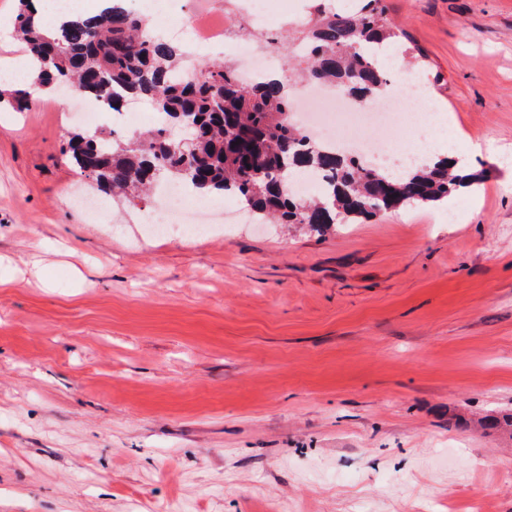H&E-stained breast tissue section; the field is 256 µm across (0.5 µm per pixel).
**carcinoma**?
Segmentation results:
<instances>
[{
    "instance_id": "1",
    "label": "carcinoma",
    "mask_w": 512,
    "mask_h": 512,
    "mask_svg": "<svg viewBox=\"0 0 512 512\" xmlns=\"http://www.w3.org/2000/svg\"><path fill=\"white\" fill-rule=\"evenodd\" d=\"M16 28L37 80L8 89L0 102L18 111L40 94L63 86L119 112L143 99L163 114L167 127L116 139L101 132L70 133L65 153L71 167L106 195L138 198L162 180L197 195H232L264 221L304 224L322 232L332 224L369 221L380 213L432 205L454 192H470L487 177L450 164L446 157L395 175L364 158L315 144L290 121L289 92L281 81H240L231 63L214 62L181 76V44L148 32L146 19L123 0L76 14L57 31L41 22L34 0H18ZM310 27L297 32L303 66L296 82L335 84L354 100L383 93L388 76L370 46L404 37L387 15L384 0H363L343 13L312 0ZM195 124L184 143L173 129ZM307 172L325 188L313 199L287 193L282 180Z\"/></svg>"
}]
</instances>
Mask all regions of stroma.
<instances>
[{
    "instance_id": "35a3bbf8",
    "label": "stroma",
    "mask_w": 512,
    "mask_h": 512,
    "mask_svg": "<svg viewBox=\"0 0 512 512\" xmlns=\"http://www.w3.org/2000/svg\"><path fill=\"white\" fill-rule=\"evenodd\" d=\"M385 4L476 192L151 238L69 203L57 97L0 112V512H512V0Z\"/></svg>"
}]
</instances>
